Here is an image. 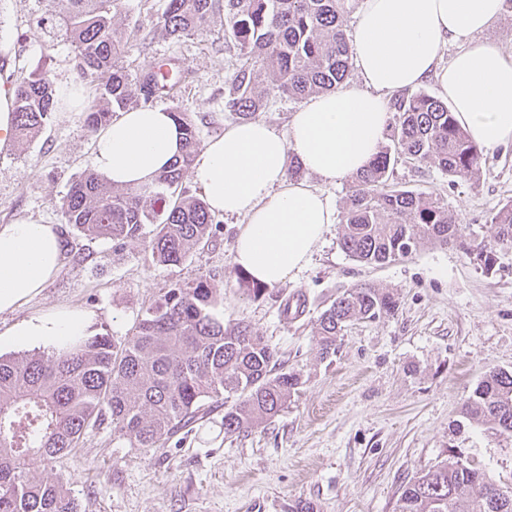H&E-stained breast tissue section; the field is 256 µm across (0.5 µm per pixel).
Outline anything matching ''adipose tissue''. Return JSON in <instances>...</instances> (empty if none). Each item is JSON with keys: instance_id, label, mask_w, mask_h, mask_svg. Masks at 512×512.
Masks as SVG:
<instances>
[{"instance_id": "ef3b65f1", "label": "adipose tissue", "mask_w": 512, "mask_h": 512, "mask_svg": "<svg viewBox=\"0 0 512 512\" xmlns=\"http://www.w3.org/2000/svg\"><path fill=\"white\" fill-rule=\"evenodd\" d=\"M504 0H364L353 32L357 82L309 98L286 132L262 120L237 123L206 142L191 169L212 212L240 216L233 261L258 282L285 285L310 260L336 209L320 191L365 169L389 132L387 98L436 78L458 123L487 150L512 143V59L481 41ZM461 50L448 65V42ZM179 152L164 108L119 113L94 136L92 166L119 187L151 181ZM298 160L319 186L288 177ZM57 225L31 218L0 224V314L33 299L58 274ZM90 314L65 309L0 333V345H62L86 334Z\"/></svg>"}]
</instances>
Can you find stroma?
Instances as JSON below:
<instances>
[{
	"label": "stroma",
	"mask_w": 512,
	"mask_h": 512,
	"mask_svg": "<svg viewBox=\"0 0 512 512\" xmlns=\"http://www.w3.org/2000/svg\"><path fill=\"white\" fill-rule=\"evenodd\" d=\"M166 0H122L117 26H139L126 58L130 74L167 61L187 75L177 100L201 141L233 125L224 88L241 63L224 19L208 35L175 40L158 18ZM72 50L48 42L36 27L33 0H0V67L21 76L49 70L72 81ZM93 138L83 112L61 107L33 142L0 149V224L30 216L60 223L56 202L91 167ZM398 188L447 203L463 234L492 240L490 217L512 201V144L484 152L480 173L451 182L433 165L398 160ZM240 220L226 217L211 245L179 266L148 261L146 239L118 245L87 240L65 226L63 266L52 282L15 312L0 315V332L31 317L75 308L93 316L92 330L123 341L143 311L167 288L212 274L214 313L265 336L301 384L288 405L258 428L225 435L216 409L179 447L130 448L109 427L89 431L76 453L58 462L81 512H396L403 487L449 457L512 487V436L462 414L490 369L512 371V246L499 247L486 273L456 246L421 244L408 259L369 267L339 246L332 224L308 264L287 284L253 299L235 282L233 246ZM368 283L394 295L395 313L353 321L336 355L317 349V319L347 288ZM302 297V314L287 312Z\"/></svg>",
	"instance_id": "obj_1"
}]
</instances>
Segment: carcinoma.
Returning <instances> with one entry per match:
<instances>
[{
  "label": "carcinoma",
  "instance_id": "cac0c4a2",
  "mask_svg": "<svg viewBox=\"0 0 512 512\" xmlns=\"http://www.w3.org/2000/svg\"><path fill=\"white\" fill-rule=\"evenodd\" d=\"M358 0H167L160 17L177 40L210 31L224 12V33L243 63L224 89V111L237 122L255 119L271 93L296 100L336 89L353 59L346 17ZM36 25L73 51V82L95 90L87 98L85 125L96 133L115 114L158 97L177 99L182 81L169 63L144 66L129 80L123 58L135 31L114 22L120 0H35ZM269 82L261 79L262 74ZM12 114L18 137L39 136L61 103L60 88L42 71L13 80ZM389 143L353 176L341 213L339 245L353 260L384 265L405 259L418 245L457 243L484 272L497 246L512 245V203L492 214L494 242L463 239L448 204L431 194L391 183L401 157L434 164L450 181L478 175L482 154L458 124L448 103L424 90L392 98ZM171 113L183 150L148 185L115 188L88 170L60 199L63 223L83 237L115 242L149 237L152 259L180 265L221 232L204 199L183 186V174L201 146L195 124L180 106ZM237 288L255 297L267 287L234 270ZM211 276L172 285L149 306L135 332L115 343L106 333L80 337L52 353L0 355V512H80L62 476L47 470L103 425L130 448H165L213 409L224 408V435L247 432L275 417L297 391L300 374L285 369L269 341L243 322L212 316L217 296ZM397 309L389 294L364 283L336 299L318 318L322 358L336 353L346 325ZM469 420L512 435V373L491 370L464 404ZM458 459H448L411 480L397 512H512V492Z\"/></svg>",
  "mask_w": 512,
  "mask_h": 512
}]
</instances>
